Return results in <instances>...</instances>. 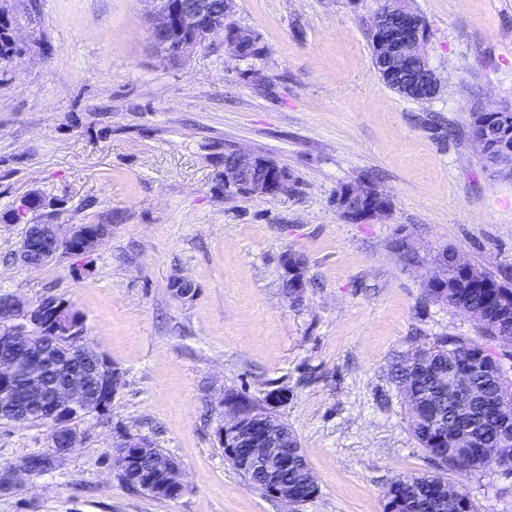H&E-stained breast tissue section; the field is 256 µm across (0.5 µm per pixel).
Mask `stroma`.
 I'll return each mask as SVG.
<instances>
[{
  "mask_svg": "<svg viewBox=\"0 0 512 512\" xmlns=\"http://www.w3.org/2000/svg\"><path fill=\"white\" fill-rule=\"evenodd\" d=\"M406 4L431 32L441 92L429 102L376 73V0H235L232 21L261 55L236 60L218 39L179 65L155 49L144 0H0L14 46L0 61V293L70 303L119 376L67 452L51 453L50 425L0 423V466L14 472L0 512H286L219 443L229 399L276 387L319 487L301 512H383L396 475L432 471L389 369L437 336L484 340L425 292L443 250L512 278V179L471 138L473 112L512 110V0ZM232 149L286 167L294 189L227 192ZM367 179L390 214L349 222L336 190ZM34 192L45 205L26 223L111 235L90 255L23 266L26 224L10 217ZM289 252L305 260L298 300L283 287ZM180 277L194 297L173 294ZM130 437L179 463L178 499L119 480L111 452ZM46 455L50 470L23 469ZM467 490L476 512H512L496 463Z\"/></svg>",
  "mask_w": 512,
  "mask_h": 512,
  "instance_id": "obj_1",
  "label": "stroma"
}]
</instances>
